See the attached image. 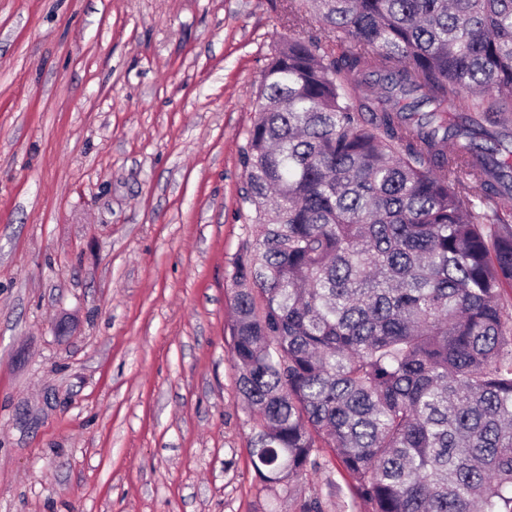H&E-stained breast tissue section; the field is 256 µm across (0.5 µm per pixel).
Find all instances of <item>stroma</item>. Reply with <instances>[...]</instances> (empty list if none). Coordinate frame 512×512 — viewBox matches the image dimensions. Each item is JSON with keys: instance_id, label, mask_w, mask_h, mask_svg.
Listing matches in <instances>:
<instances>
[{"instance_id": "1", "label": "stroma", "mask_w": 512, "mask_h": 512, "mask_svg": "<svg viewBox=\"0 0 512 512\" xmlns=\"http://www.w3.org/2000/svg\"><path fill=\"white\" fill-rule=\"evenodd\" d=\"M286 0H0V512H368L249 453L232 263Z\"/></svg>"}]
</instances>
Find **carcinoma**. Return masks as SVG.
<instances>
[{
	"label": "carcinoma",
	"instance_id": "1",
	"mask_svg": "<svg viewBox=\"0 0 512 512\" xmlns=\"http://www.w3.org/2000/svg\"><path fill=\"white\" fill-rule=\"evenodd\" d=\"M247 136L233 262L257 476L329 448L369 512H512V0H310Z\"/></svg>",
	"mask_w": 512,
	"mask_h": 512
}]
</instances>
